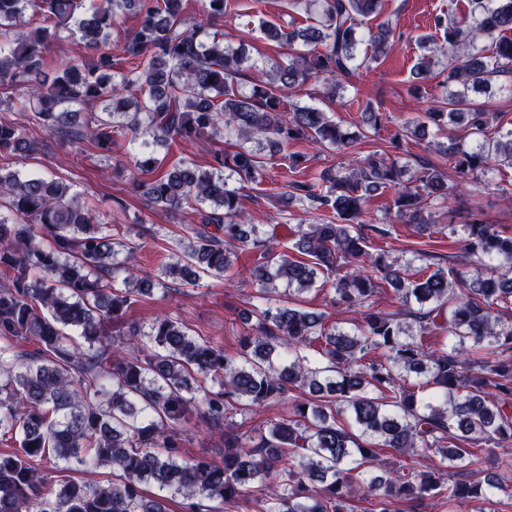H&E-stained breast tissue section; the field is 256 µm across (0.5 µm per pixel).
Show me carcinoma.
Segmentation results:
<instances>
[{
  "instance_id": "1",
  "label": "carcinoma",
  "mask_w": 512,
  "mask_h": 512,
  "mask_svg": "<svg viewBox=\"0 0 512 512\" xmlns=\"http://www.w3.org/2000/svg\"><path fill=\"white\" fill-rule=\"evenodd\" d=\"M319 2L321 13L300 29L261 22L267 39L288 48V61L270 62L243 92L236 79L248 57L224 46L216 28L237 15L239 0H201L197 19L186 0H0V108L29 113L61 143L86 142L108 155L142 136L170 150L220 125L240 141L235 151H214L206 166L185 157L169 164L146 141L120 161L153 206L200 215L180 253L146 276L116 262L127 244L106 233L66 183L0 167L11 213L0 216V437L18 443L0 451V512H168L170 495L184 498L183 512H219L212 503L231 505L254 484L264 489L263 512H349L357 492L386 505L488 502L512 490V235L493 224L463 225L468 262L446 272H411L385 250L367 255L364 225L388 235L367 209L372 197L396 189L388 208L423 232L435 226L429 202L454 190L435 165L408 186L403 167L380 153L344 172L326 169L312 183L285 182L283 207L307 200L320 212L319 223L297 226L292 255L258 236L238 190L228 187L226 171L251 184L266 179V162L248 142L349 149L359 139L291 98L311 80L327 82L334 97L375 60L358 59L357 30L379 0ZM470 2L467 15L435 18L443 36L430 52L448 57L454 89L425 118L478 134L496 113L472 94L489 95L495 78L512 74V0ZM28 11L33 28L12 38ZM126 12L138 26L116 51L104 50ZM73 29L90 56L50 79L49 46ZM479 38L490 41L489 54L470 52ZM93 103L106 117L84 111ZM358 111L365 127L389 120L368 101ZM36 150L25 126L0 118V153ZM440 152L461 178L486 174L492 162L512 168V131L470 151L450 134ZM246 247L259 252L250 278L265 306L253 310L237 355L168 316L147 328L127 320L140 296L222 277ZM366 255L368 269L360 265ZM319 278L336 303L360 314L354 329L283 300ZM384 284L400 300L393 312L373 306ZM439 335L450 345L432 350L422 342ZM22 342L36 348L20 352ZM200 377L212 386L198 384ZM297 390L307 397L258 439L224 430L236 406L259 407ZM194 409L222 431L218 461L183 457L180 425ZM384 448L401 456L429 449L441 465L422 472L402 463L381 475L374 462ZM285 456L294 459L289 467L281 465ZM490 457L484 480L457 478ZM103 465L119 479L71 476ZM150 484L159 493H147Z\"/></svg>"
}]
</instances>
